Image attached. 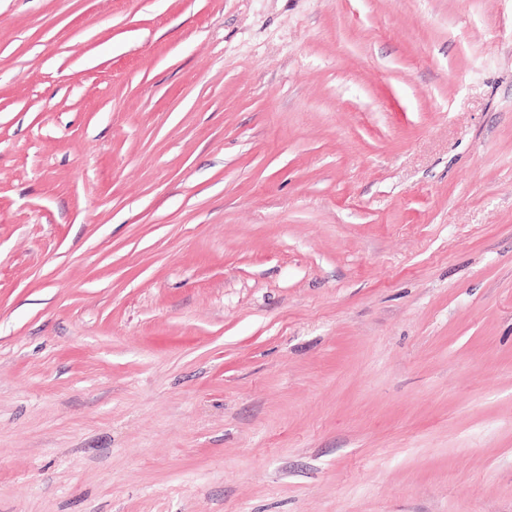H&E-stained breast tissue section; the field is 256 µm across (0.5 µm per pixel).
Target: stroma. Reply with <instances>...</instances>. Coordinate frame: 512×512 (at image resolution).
Here are the masks:
<instances>
[{"mask_svg":"<svg viewBox=\"0 0 512 512\" xmlns=\"http://www.w3.org/2000/svg\"><path fill=\"white\" fill-rule=\"evenodd\" d=\"M0 512H512V0H0Z\"/></svg>","mask_w":512,"mask_h":512,"instance_id":"obj_1","label":"stroma"}]
</instances>
